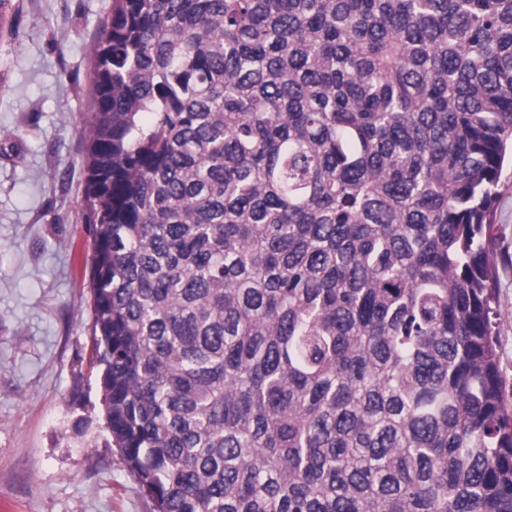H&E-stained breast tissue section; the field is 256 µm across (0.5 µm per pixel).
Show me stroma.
<instances>
[{
    "mask_svg": "<svg viewBox=\"0 0 512 512\" xmlns=\"http://www.w3.org/2000/svg\"><path fill=\"white\" fill-rule=\"evenodd\" d=\"M0 52V512H153L107 445L90 364L92 237L79 221L90 47L112 0H21ZM494 244L512 400V168Z\"/></svg>",
    "mask_w": 512,
    "mask_h": 512,
    "instance_id": "stroma-1",
    "label": "stroma"
}]
</instances>
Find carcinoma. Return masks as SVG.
Returning <instances> with one entry per match:
<instances>
[{
	"instance_id": "carcinoma-1",
	"label": "carcinoma",
	"mask_w": 512,
	"mask_h": 512,
	"mask_svg": "<svg viewBox=\"0 0 512 512\" xmlns=\"http://www.w3.org/2000/svg\"><path fill=\"white\" fill-rule=\"evenodd\" d=\"M90 57L91 360L154 512H512V0H112ZM494 244L502 261H498L496 309L499 313L497 350L506 395L512 401V168L503 170L498 188Z\"/></svg>"
}]
</instances>
